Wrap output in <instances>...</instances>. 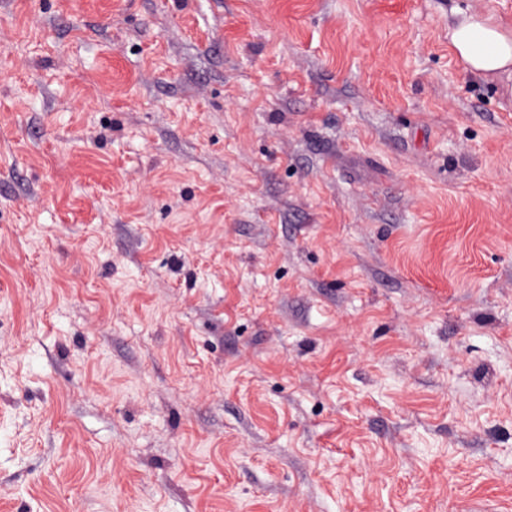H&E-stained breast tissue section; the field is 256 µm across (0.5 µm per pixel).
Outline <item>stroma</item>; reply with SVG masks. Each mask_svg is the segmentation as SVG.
<instances>
[{
	"instance_id": "stroma-1",
	"label": "stroma",
	"mask_w": 512,
	"mask_h": 512,
	"mask_svg": "<svg viewBox=\"0 0 512 512\" xmlns=\"http://www.w3.org/2000/svg\"><path fill=\"white\" fill-rule=\"evenodd\" d=\"M0 0V512H512V79L450 5ZM461 18L449 32L455 54L473 72L508 73L512 66V35L492 22V17L453 11Z\"/></svg>"
}]
</instances>
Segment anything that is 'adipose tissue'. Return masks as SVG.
I'll list each match as a JSON object with an SVG mask.
<instances>
[{"label":"adipose tissue","mask_w":512,"mask_h":512,"mask_svg":"<svg viewBox=\"0 0 512 512\" xmlns=\"http://www.w3.org/2000/svg\"><path fill=\"white\" fill-rule=\"evenodd\" d=\"M449 42L455 54L473 72L512 71V33L494 24L491 18L462 14L449 32Z\"/></svg>","instance_id":"obj_1"}]
</instances>
